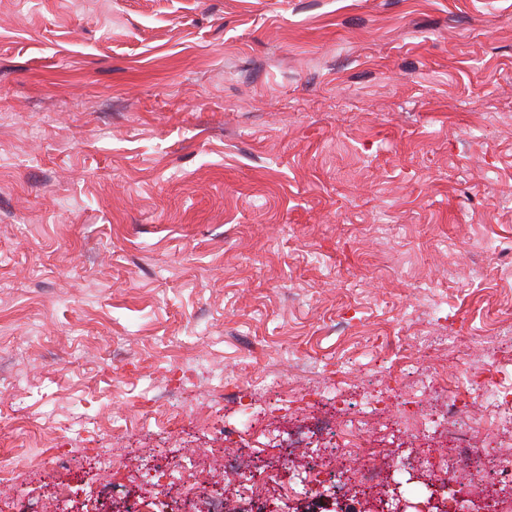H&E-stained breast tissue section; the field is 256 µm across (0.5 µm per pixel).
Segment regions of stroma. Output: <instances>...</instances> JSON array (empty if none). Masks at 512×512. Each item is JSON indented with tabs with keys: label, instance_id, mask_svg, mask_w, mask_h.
I'll return each mask as SVG.
<instances>
[{
	"label": "stroma",
	"instance_id": "1",
	"mask_svg": "<svg viewBox=\"0 0 512 512\" xmlns=\"http://www.w3.org/2000/svg\"><path fill=\"white\" fill-rule=\"evenodd\" d=\"M442 367L512 390V0H0V512L105 449L171 512L146 465L228 431L336 512L293 459ZM414 445L370 453L424 512Z\"/></svg>",
	"mask_w": 512,
	"mask_h": 512
}]
</instances>
